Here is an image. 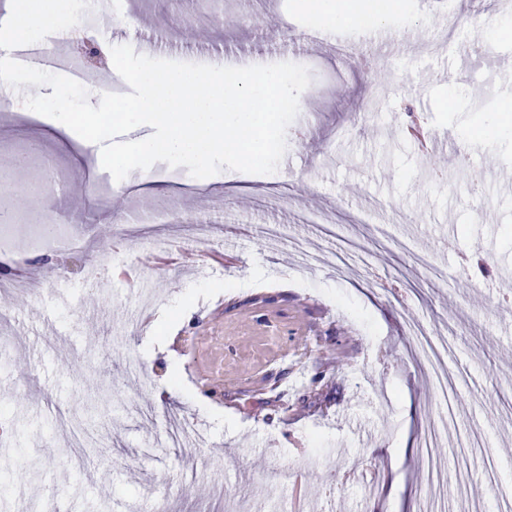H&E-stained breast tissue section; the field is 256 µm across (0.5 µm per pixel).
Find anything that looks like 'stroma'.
<instances>
[{"instance_id":"obj_1","label":"stroma","mask_w":512,"mask_h":512,"mask_svg":"<svg viewBox=\"0 0 512 512\" xmlns=\"http://www.w3.org/2000/svg\"><path fill=\"white\" fill-rule=\"evenodd\" d=\"M459 2L408 0L382 28L404 59L368 69L306 48L311 30H367L298 0H100L93 24L70 0H34L31 43L83 71L84 45L110 77L112 46L193 63L203 44L233 67L304 65L311 83L275 173L135 170L118 209H72L67 188L104 168L27 114L24 96L51 87L1 92L0 211L36 232L0 273L55 279L15 290L0 321V512H291L298 473L311 512H512V195L498 183L512 153L481 141L512 97V70L491 68L512 62V18ZM413 118L471 140L462 162L421 155L399 131ZM289 197L319 223L297 222ZM158 209L176 223L134 235ZM185 249L189 269L152 261ZM439 371L456 429L429 452Z\"/></svg>"}]
</instances>
